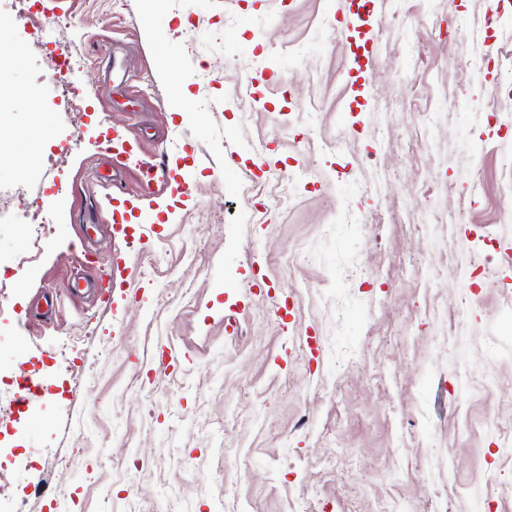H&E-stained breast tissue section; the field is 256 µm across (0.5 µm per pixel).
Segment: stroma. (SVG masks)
<instances>
[{
    "label": "stroma",
    "instance_id": "obj_1",
    "mask_svg": "<svg viewBox=\"0 0 512 512\" xmlns=\"http://www.w3.org/2000/svg\"><path fill=\"white\" fill-rule=\"evenodd\" d=\"M348 5L0 0V376L47 388L0 419L1 499L512 512V0L480 74L485 0H378L370 41ZM116 128L192 195L114 225Z\"/></svg>",
    "mask_w": 512,
    "mask_h": 512
}]
</instances>
